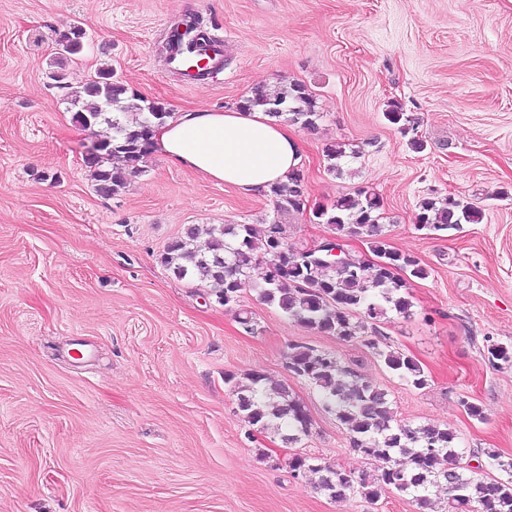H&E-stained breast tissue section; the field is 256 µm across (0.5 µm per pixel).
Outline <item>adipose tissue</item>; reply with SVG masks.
<instances>
[{
	"instance_id": "ef3b65f1",
	"label": "adipose tissue",
	"mask_w": 512,
	"mask_h": 512,
	"mask_svg": "<svg viewBox=\"0 0 512 512\" xmlns=\"http://www.w3.org/2000/svg\"><path fill=\"white\" fill-rule=\"evenodd\" d=\"M152 150L246 194H263L287 181L303 153L292 129L259 108L176 113L155 128Z\"/></svg>"
}]
</instances>
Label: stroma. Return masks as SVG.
Wrapping results in <instances>:
<instances>
[{"label":"stroma","instance_id":"1","mask_svg":"<svg viewBox=\"0 0 512 512\" xmlns=\"http://www.w3.org/2000/svg\"><path fill=\"white\" fill-rule=\"evenodd\" d=\"M187 15L224 45L223 70L199 86L159 53ZM76 24L82 53L58 58L59 33ZM106 66L171 113L305 85L320 114L316 130H295L307 211L276 214L267 195L155 152L118 195H99L82 147L102 128L74 121L71 93ZM393 100L416 119L423 151L385 119ZM337 142L361 151L340 178L324 157ZM361 186L383 200L389 248L430 271L410 283L411 317L389 314L378 336L419 363L424 389L364 340L306 328L250 289L224 306L160 263L194 224L261 235L276 220L289 243L309 246L331 233L314 209ZM451 193L481 222L419 229L420 201ZM292 343L333 352L387 390L396 419L453 430L465 473L485 449L512 458V362L487 353L512 347V0H0V512H443L441 487L425 507L393 491L373 505L335 502L318 474H292L297 455L376 471L288 370ZM251 373L305 405L308 436L289 444L244 422L224 377Z\"/></svg>","mask_w":512,"mask_h":512}]
</instances>
